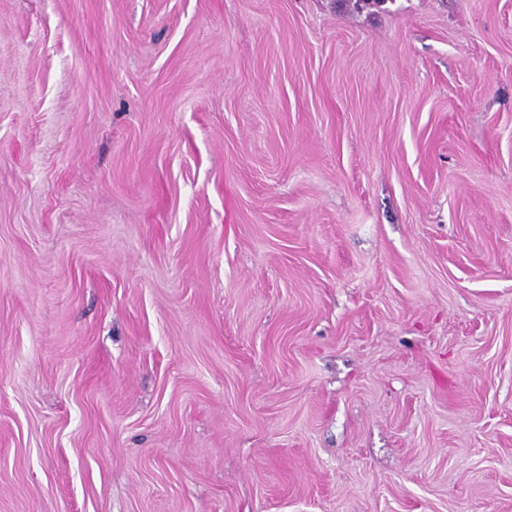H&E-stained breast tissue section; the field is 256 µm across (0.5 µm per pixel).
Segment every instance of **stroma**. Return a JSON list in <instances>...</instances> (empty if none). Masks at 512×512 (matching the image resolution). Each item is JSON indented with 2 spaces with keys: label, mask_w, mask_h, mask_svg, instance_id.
Wrapping results in <instances>:
<instances>
[{
  "label": "stroma",
  "mask_w": 512,
  "mask_h": 512,
  "mask_svg": "<svg viewBox=\"0 0 512 512\" xmlns=\"http://www.w3.org/2000/svg\"><path fill=\"white\" fill-rule=\"evenodd\" d=\"M0 512H512V0H0Z\"/></svg>",
  "instance_id": "1"
}]
</instances>
